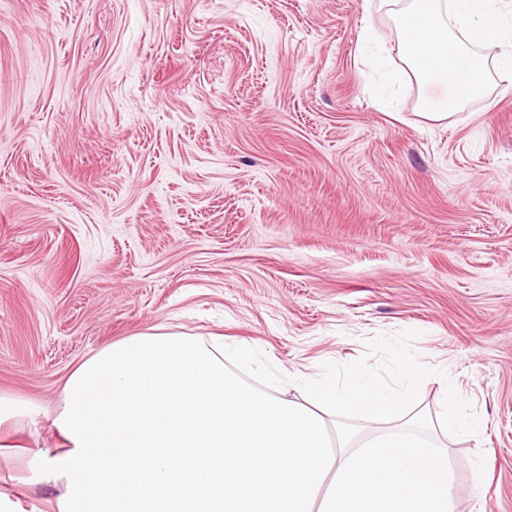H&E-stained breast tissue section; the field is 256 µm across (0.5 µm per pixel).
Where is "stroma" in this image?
<instances>
[{"instance_id":"1","label":"stroma","mask_w":512,"mask_h":512,"mask_svg":"<svg viewBox=\"0 0 512 512\" xmlns=\"http://www.w3.org/2000/svg\"><path fill=\"white\" fill-rule=\"evenodd\" d=\"M396 27L364 0H0L17 512H55L37 463L65 379L109 343L220 335L315 376L402 330L483 421L428 433L454 512H512V88L428 119Z\"/></svg>"}]
</instances>
